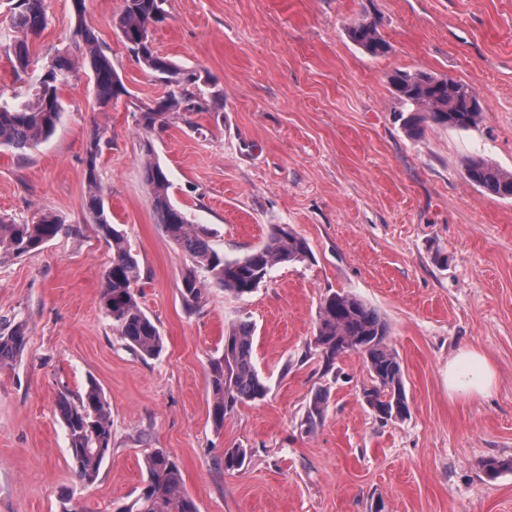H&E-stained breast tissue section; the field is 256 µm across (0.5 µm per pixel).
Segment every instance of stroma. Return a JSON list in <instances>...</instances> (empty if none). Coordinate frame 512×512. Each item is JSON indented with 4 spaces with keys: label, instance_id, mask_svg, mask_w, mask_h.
Instances as JSON below:
<instances>
[{
    "label": "stroma",
    "instance_id": "obj_1",
    "mask_svg": "<svg viewBox=\"0 0 512 512\" xmlns=\"http://www.w3.org/2000/svg\"><path fill=\"white\" fill-rule=\"evenodd\" d=\"M11 0H0V102L26 99L52 56L74 53L72 0H46L49 24L15 72L5 51ZM122 0H86L85 22L110 46L129 94L105 112L76 72L48 141L0 146V214L45 213L74 227L38 252L0 263V330L26 327L24 350L0 369V512H114L144 486V457L176 461L200 512H512V200L476 188L464 161L512 171V0H167L153 32L161 56L194 68L224 93L222 112L145 132L137 105L165 88L126 52ZM379 19L388 53L349 39ZM470 84L484 106L469 130L429 126L411 139L395 114L399 71ZM112 140L100 177L112 220L141 268L140 302L163 338L159 357L130 352L100 304L112 252L84 210L85 145ZM166 170L173 198L210 227L226 258L246 255L285 224L312 251L276 266L251 294L209 287L187 310L179 288L191 262L156 224L142 162ZM348 293L375 308L405 375L410 414L380 421L358 354L325 371L315 347L320 303ZM255 326L254 361L269 392L212 421L209 368L238 322ZM481 351L497 372L486 398H449L448 359ZM102 389L112 453L97 481H79L58 400ZM322 424L301 421L315 393ZM244 465L224 468L229 448Z\"/></svg>",
    "mask_w": 512,
    "mask_h": 512
}]
</instances>
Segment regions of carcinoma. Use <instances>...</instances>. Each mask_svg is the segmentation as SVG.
<instances>
[{
	"label": "carcinoma",
	"mask_w": 512,
	"mask_h": 512,
	"mask_svg": "<svg viewBox=\"0 0 512 512\" xmlns=\"http://www.w3.org/2000/svg\"><path fill=\"white\" fill-rule=\"evenodd\" d=\"M77 16L78 55L55 57L58 69L73 75L87 70L94 87L95 109L106 112L122 96H130L112 65V57L94 31L83 21L85 0H74ZM166 0H123L116 26L127 52L143 68L157 77L171 78L160 100L139 107L138 123L146 132L161 130L174 119L191 123L193 112H219L224 109V95L203 82L196 71L181 67L159 55L151 40L144 37L149 26L165 19ZM48 24L45 0H13L11 27L17 33L7 46L15 68L26 70L30 64L28 39L37 36ZM349 38L367 54L377 57L387 53L389 45L381 36L378 23L364 19L348 29ZM63 83L52 76L42 80L26 101L10 105L0 103V145L19 151L45 143L61 122L64 108L60 98ZM392 86L406 106L398 115L407 135L416 140L423 134L422 122L456 129L478 124L483 106L473 88L462 80L435 76L424 71L395 73ZM110 142L107 130H94L85 148V208L90 221L112 250V261L105 270L100 303L114 334L142 358L158 356L163 337L141 305L139 284L141 270L131 251L125 232L112 223V213L105 207V188L98 161ZM467 180L500 199H512V171L501 169L481 156L465 160ZM143 177L150 188V203L166 236L189 256L192 267L183 279L181 295L192 310L197 307L207 287L214 285L237 297L254 292L272 269L283 263L301 262L310 256L307 240L290 228L274 224L266 241L247 255L229 260L211 243L212 233L204 224H195L172 198V185L161 165L145 161ZM73 226L55 215H45L29 224L0 216V262L20 258L40 250L46 243ZM389 326L372 307L357 297L332 293L320 304L315 345L320 350L324 371H331L345 354L362 356L371 376L372 387L364 389V398L383 420L392 419L393 409L400 418L409 413L404 387V371L398 354L389 346ZM253 326L241 321L224 336V351L211 360L209 383L212 391V415L216 425L239 404L263 400L267 385L259 374L253 356ZM26 343L25 329L18 324L0 332V368L11 366ZM58 407L68 436V449L80 481L92 484L112 451V418L109 404L98 384L90 380L83 393L74 398L63 395ZM326 401L317 395L310 403L304 426L311 433L322 423ZM247 450L230 448L224 453V469L234 471L245 462ZM144 464L147 481L137 498L118 508V512H199L195 500L183 490L178 464L162 449L149 453Z\"/></svg>",
	"instance_id": "carcinoma-1"
}]
</instances>
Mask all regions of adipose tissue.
<instances>
[{
    "mask_svg": "<svg viewBox=\"0 0 512 512\" xmlns=\"http://www.w3.org/2000/svg\"><path fill=\"white\" fill-rule=\"evenodd\" d=\"M448 395L452 398H485L496 388V372L479 351L464 347L448 361Z\"/></svg>",
    "mask_w": 512,
    "mask_h": 512,
    "instance_id": "adipose-tissue-1",
    "label": "adipose tissue"
}]
</instances>
